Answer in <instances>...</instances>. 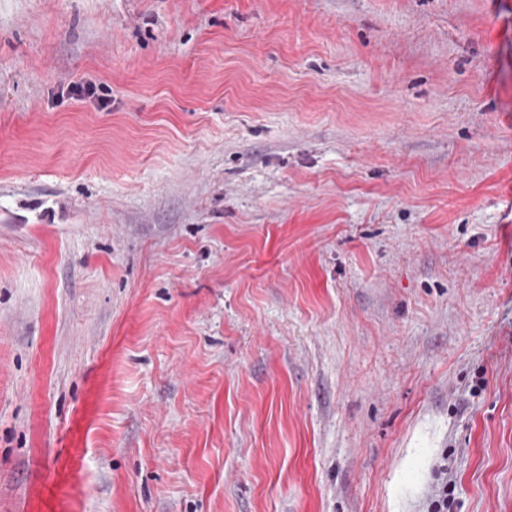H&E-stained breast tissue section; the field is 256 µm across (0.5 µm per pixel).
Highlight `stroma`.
Returning a JSON list of instances; mask_svg holds the SVG:
<instances>
[{
	"mask_svg": "<svg viewBox=\"0 0 512 512\" xmlns=\"http://www.w3.org/2000/svg\"><path fill=\"white\" fill-rule=\"evenodd\" d=\"M512 512V0H0V512ZM89 419L87 415L79 416L64 437L65 447L68 451L58 457L57 470L53 481L41 486L35 491L29 503V511L38 512L42 498L48 497L55 500L59 511L66 510V487L71 475L78 468V448L83 444ZM448 474V465L441 464L439 472L437 473V483L433 487L431 497V511L430 512H451V498L448 493V477L446 482L442 475Z\"/></svg>",
	"mask_w": 512,
	"mask_h": 512,
	"instance_id": "35a3bbf8",
	"label": "stroma"
}]
</instances>
